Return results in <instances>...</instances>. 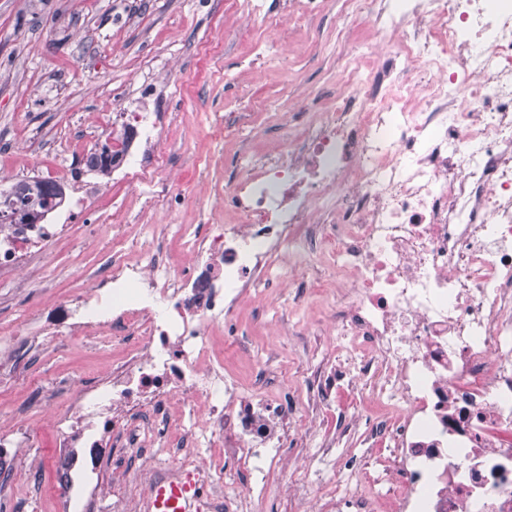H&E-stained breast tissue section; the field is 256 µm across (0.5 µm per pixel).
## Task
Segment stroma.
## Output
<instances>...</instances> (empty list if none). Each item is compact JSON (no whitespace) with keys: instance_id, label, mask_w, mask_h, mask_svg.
I'll use <instances>...</instances> for the list:
<instances>
[{"instance_id":"35a3bbf8","label":"stroma","mask_w":512,"mask_h":512,"mask_svg":"<svg viewBox=\"0 0 512 512\" xmlns=\"http://www.w3.org/2000/svg\"><path fill=\"white\" fill-rule=\"evenodd\" d=\"M358 35L354 22L339 29L330 7L305 24L279 14L250 28L235 0H0V178L32 179L66 168L75 178L94 179L85 159L96 141L86 131L100 114L135 99L132 77L152 58L166 63L156 78L171 85L167 109L177 115L160 140L169 167L158 171L153 186L104 178L97 199L84 205L68 199L50 216L53 224L68 220V231L33 255L27 276L0 274V346L12 343L36 311L105 274L116 221L124 223L127 257L141 258L162 231L171 260L183 263V225L198 223L232 171L252 156L274 153L272 113L300 111L330 92ZM230 117L237 120L235 133L219 136ZM311 286L308 272L299 271L294 284L273 283L224 324L218 334L224 365L245 388L276 401L316 400L313 376L334 342ZM122 355L120 345L106 341L95 349L64 341L17 351L14 377L0 386V410L25 422L34 439L17 470L0 475V512H58L55 430L33 404L46 385L54 386L56 404L69 402ZM356 409L376 412L340 388L321 430L306 441L295 442V420L286 424L283 450L300 469L325 433H335L338 495L352 465L390 453L383 443L367 446L363 428L348 426ZM107 468L112 483L100 512H118L138 495L124 449H113ZM305 489L298 497L270 486L245 512H306L322 492L310 483Z\"/></svg>"}]
</instances>
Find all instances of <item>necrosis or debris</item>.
<instances>
[{"label":"necrosis or debris","mask_w":512,"mask_h":512,"mask_svg":"<svg viewBox=\"0 0 512 512\" xmlns=\"http://www.w3.org/2000/svg\"><path fill=\"white\" fill-rule=\"evenodd\" d=\"M368 25L329 104L283 114L281 149L251 159L224 186L238 216L184 226L187 262L164 241L147 260L122 252L91 288L21 328L24 348L109 336L125 350L91 386L52 412L59 490L98 470L120 445L140 487L169 476L224 486V456L243 460L245 502L270 481L299 489L280 450V403L242 405L240 380L212 345L257 282L282 258L324 277L337 382H369L384 414L364 421L391 447L383 472L390 512H512V0H338L337 19ZM170 94L147 82L149 112L122 180L152 181ZM67 224L0 226V269L24 273L33 250ZM190 417L168 439L171 405Z\"/></svg>","instance_id":"necrosis-or-debris-1"}]
</instances>
